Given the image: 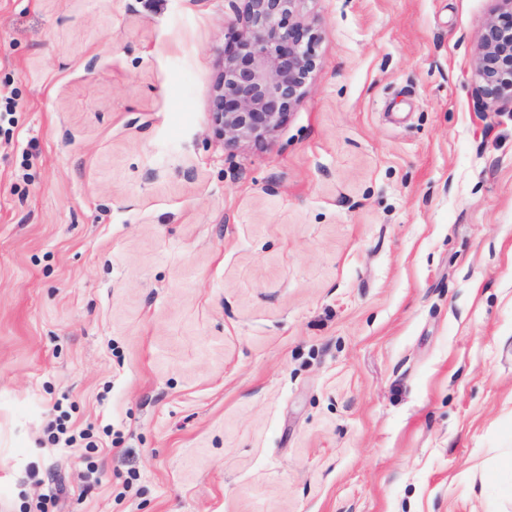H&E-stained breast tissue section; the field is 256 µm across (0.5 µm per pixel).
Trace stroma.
<instances>
[{
  "label": "stroma",
  "mask_w": 512,
  "mask_h": 512,
  "mask_svg": "<svg viewBox=\"0 0 512 512\" xmlns=\"http://www.w3.org/2000/svg\"><path fill=\"white\" fill-rule=\"evenodd\" d=\"M493 6L308 0L230 149L228 0H0V512H512ZM244 2L240 9L236 2ZM235 19L213 85L212 123L227 148L268 140L317 68L308 0H229ZM495 2L476 43L474 91L483 107L512 110V0Z\"/></svg>",
  "instance_id": "1"
}]
</instances>
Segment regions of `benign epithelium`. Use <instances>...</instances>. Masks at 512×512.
<instances>
[{
    "label": "benign epithelium",
    "instance_id": "1",
    "mask_svg": "<svg viewBox=\"0 0 512 512\" xmlns=\"http://www.w3.org/2000/svg\"><path fill=\"white\" fill-rule=\"evenodd\" d=\"M235 18L213 85L212 123L224 147L268 140L300 101L317 68V34L303 14L307 0H229ZM480 30L474 63L478 102L512 109V0Z\"/></svg>",
    "mask_w": 512,
    "mask_h": 512
}]
</instances>
